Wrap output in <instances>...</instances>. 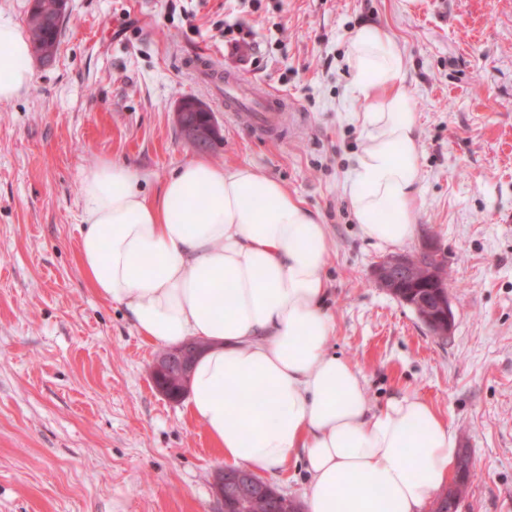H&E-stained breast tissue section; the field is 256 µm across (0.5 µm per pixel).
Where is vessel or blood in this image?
Segmentation results:
<instances>
[{"label":"vessel or blood","mask_w":512,"mask_h":512,"mask_svg":"<svg viewBox=\"0 0 512 512\" xmlns=\"http://www.w3.org/2000/svg\"><path fill=\"white\" fill-rule=\"evenodd\" d=\"M188 67L211 85L227 114L247 115L251 127L264 133H277L285 127L288 100L283 95L242 80L238 71L221 68L210 57L193 60Z\"/></svg>","instance_id":"1"}]
</instances>
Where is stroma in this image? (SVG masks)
Wrapping results in <instances>:
<instances>
[{"instance_id":"35a3bbf8","label":"stroma","mask_w":512,"mask_h":512,"mask_svg":"<svg viewBox=\"0 0 512 512\" xmlns=\"http://www.w3.org/2000/svg\"><path fill=\"white\" fill-rule=\"evenodd\" d=\"M384 27L402 50L417 117L419 220L403 253L436 249L455 315L433 336L373 271L344 187L363 145L347 93V31ZM228 25L246 34L239 44ZM50 63L0 104V512H221L224 460L155 387L158 352L81 270V179L124 163L156 194L182 164L247 163L328 229L331 353L367 399L430 402L470 457L459 512H512V0H69ZM199 53L287 96L270 137L227 115L184 66ZM187 96L219 137L204 152L173 114Z\"/></svg>"}]
</instances>
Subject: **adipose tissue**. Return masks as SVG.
<instances>
[{
    "instance_id": "1",
    "label": "adipose tissue",
    "mask_w": 512,
    "mask_h": 512,
    "mask_svg": "<svg viewBox=\"0 0 512 512\" xmlns=\"http://www.w3.org/2000/svg\"><path fill=\"white\" fill-rule=\"evenodd\" d=\"M363 147L346 201L363 237L399 247L417 230L420 149L403 53L381 26L347 34ZM28 34L0 15V103L33 81ZM104 160L85 170L78 256L104 300L147 342L208 343L186 403L228 467L309 477L306 512H425L457 463L447 419L415 393L371 406L365 377L330 353L325 224L253 166L193 160L160 192Z\"/></svg>"
}]
</instances>
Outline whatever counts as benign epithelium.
Listing matches in <instances>:
<instances>
[{
  "label": "benign epithelium",
  "instance_id": "benign-epithelium-1",
  "mask_svg": "<svg viewBox=\"0 0 512 512\" xmlns=\"http://www.w3.org/2000/svg\"><path fill=\"white\" fill-rule=\"evenodd\" d=\"M176 123L182 127L185 140L194 148L202 145L203 139L186 121L182 108L174 112ZM443 265V255L436 250L423 253L414 260L406 255H395L383 260L374 269V276L379 287L387 290L400 301H405L401 292L405 280L413 277L418 269H435ZM435 288L433 305L417 312L428 330H434L435 317L448 321V329H453L454 315L448 295V284L443 279H433ZM208 348L206 342L191 338L183 344L165 348L157 353L151 365L152 380L161 382L172 377L178 385L176 397L185 395L189 389L191 370L194 361ZM213 489L221 501L224 512H242L248 502L257 499H272L276 504L275 512H300L299 504L279 494L270 483L250 469L219 468L213 476Z\"/></svg>",
  "mask_w": 512,
  "mask_h": 512
}]
</instances>
